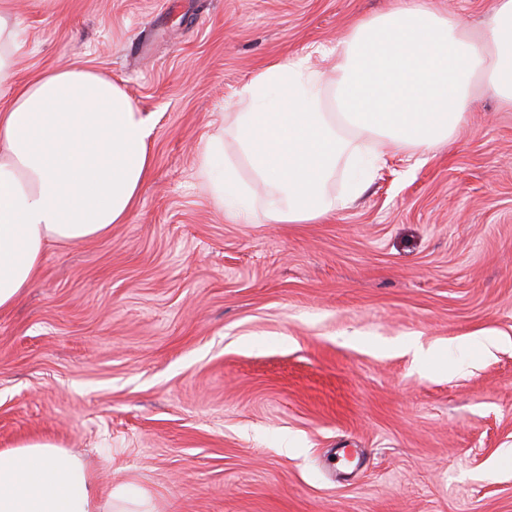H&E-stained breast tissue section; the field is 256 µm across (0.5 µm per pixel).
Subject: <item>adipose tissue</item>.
<instances>
[{
    "label": "adipose tissue",
    "mask_w": 512,
    "mask_h": 512,
    "mask_svg": "<svg viewBox=\"0 0 512 512\" xmlns=\"http://www.w3.org/2000/svg\"><path fill=\"white\" fill-rule=\"evenodd\" d=\"M18 0H0V310L37 274L48 245L107 236L126 223L152 166L150 129L112 80L68 66L9 84L21 48ZM333 81L295 56L260 70L241 90L249 106L231 133L251 168L278 198L275 224H308L345 199L326 187L341 160L360 159L358 137L422 150L452 140L477 89L512 109V0H497L481 34L428 0H399L361 18L329 52ZM224 142L203 146L198 173L212 200L238 224L251 221L233 197ZM0 512H153L144 492L95 490L85 463L31 441L0 450Z\"/></svg>",
    "instance_id": "obj_1"
}]
</instances>
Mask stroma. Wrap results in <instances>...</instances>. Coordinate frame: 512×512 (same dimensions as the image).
I'll list each match as a JSON object with an SVG mask.
<instances>
[{"mask_svg":"<svg viewBox=\"0 0 512 512\" xmlns=\"http://www.w3.org/2000/svg\"><path fill=\"white\" fill-rule=\"evenodd\" d=\"M394 4L22 0L13 83L110 76L150 121L152 167L126 223L49 246L0 311V448L54 443L156 512H512V112L483 94L451 142L386 147L316 224L266 219L232 139L253 222L197 177L260 69H327L322 49Z\"/></svg>","mask_w":512,"mask_h":512,"instance_id":"stroma-1","label":"stroma"}]
</instances>
